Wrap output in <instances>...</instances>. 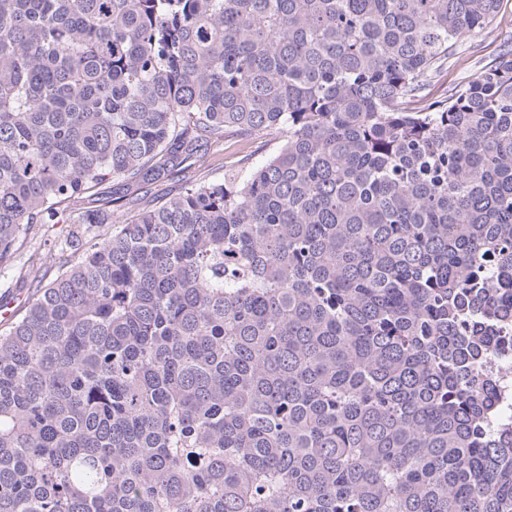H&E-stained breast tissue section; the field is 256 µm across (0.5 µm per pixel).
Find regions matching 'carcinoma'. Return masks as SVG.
I'll use <instances>...</instances> for the list:
<instances>
[{
  "mask_svg": "<svg viewBox=\"0 0 512 512\" xmlns=\"http://www.w3.org/2000/svg\"><path fill=\"white\" fill-rule=\"evenodd\" d=\"M503 0H0V512H512L484 332L512 276ZM280 140L124 221L227 131ZM78 212L73 217L71 213ZM503 18L496 24L466 38L459 46L454 59L448 61L438 87L448 94L462 81L476 76L480 68L492 62L504 49H512V0H504ZM52 224H36L30 231L21 252L18 254L13 270L0 275V324L18 313L28 301V295L32 292L31 279L25 278V272L34 266L37 275L47 280L53 278L58 266L67 258V254L61 256L56 250L50 252L49 243L46 245L47 234H60L65 231L68 224H56L52 231L47 232ZM21 272V274H19ZM5 307V310L2 308ZM11 311L7 314L4 311Z\"/></svg>",
  "mask_w": 512,
  "mask_h": 512,
  "instance_id": "1",
  "label": "carcinoma"
}]
</instances>
